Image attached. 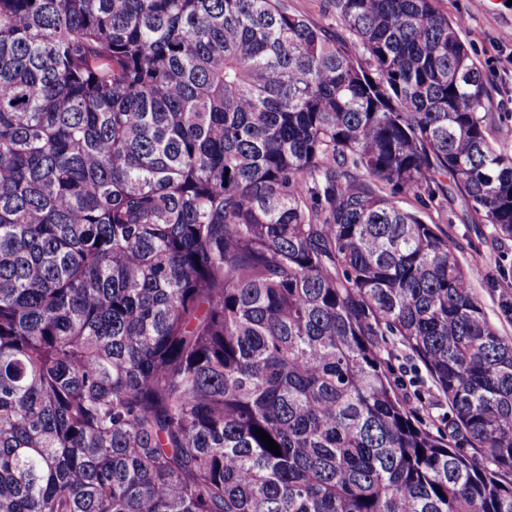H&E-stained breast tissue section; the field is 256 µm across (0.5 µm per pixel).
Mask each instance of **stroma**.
Listing matches in <instances>:
<instances>
[{
  "label": "stroma",
  "instance_id": "1",
  "mask_svg": "<svg viewBox=\"0 0 512 512\" xmlns=\"http://www.w3.org/2000/svg\"><path fill=\"white\" fill-rule=\"evenodd\" d=\"M436 6L450 20L460 22L463 42L488 77L496 120L512 125V43L501 39L512 30V5L507 0H437ZM401 205L438 225L454 242L489 320L500 335L512 339V319L502 314L503 301L512 298V240L496 239L491 226L472 223L453 194L432 201L407 194ZM385 342L388 372L400 396L421 423L433 432L451 435L448 402L421 362L396 337H386Z\"/></svg>",
  "mask_w": 512,
  "mask_h": 512
}]
</instances>
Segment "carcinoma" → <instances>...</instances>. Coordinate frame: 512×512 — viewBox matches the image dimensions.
Instances as JSON below:
<instances>
[{
    "label": "carcinoma",
    "mask_w": 512,
    "mask_h": 512,
    "mask_svg": "<svg viewBox=\"0 0 512 512\" xmlns=\"http://www.w3.org/2000/svg\"><path fill=\"white\" fill-rule=\"evenodd\" d=\"M332 6L0 0V512H512V339L398 199L512 239V139L435 0ZM286 3L290 12L330 31L349 36L336 16V11L330 7L329 0H286ZM388 372L400 396L415 417L434 433L448 438L452 433L448 402L439 392L421 362L394 336H385ZM416 406L417 409H412Z\"/></svg>",
    "instance_id": "cac0c4a2"
}]
</instances>
